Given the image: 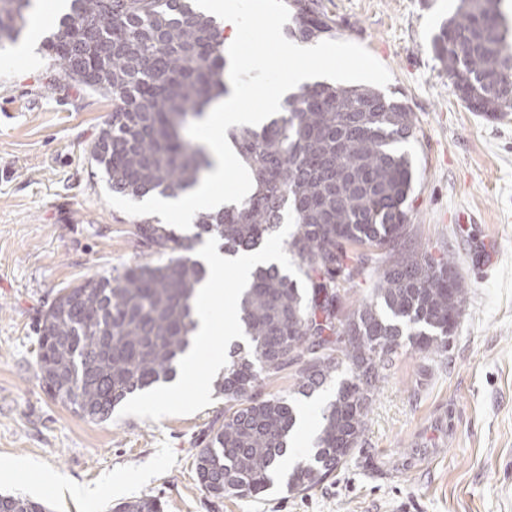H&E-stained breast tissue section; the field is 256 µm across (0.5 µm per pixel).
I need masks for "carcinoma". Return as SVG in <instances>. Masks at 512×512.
<instances>
[{
    "instance_id": "carcinoma-1",
    "label": "carcinoma",
    "mask_w": 512,
    "mask_h": 512,
    "mask_svg": "<svg viewBox=\"0 0 512 512\" xmlns=\"http://www.w3.org/2000/svg\"><path fill=\"white\" fill-rule=\"evenodd\" d=\"M288 37L333 35L319 0H286ZM503 0H459L433 50L466 109L500 119L512 108V22ZM42 50L58 87L112 95V117L90 149L112 192L133 199L176 197L213 165L191 142L189 120L226 93L224 37L194 0H70ZM34 0H0V49L27 28ZM402 99L367 85H303L285 112L260 130L231 132L256 189L223 211L201 212L194 231L144 218L136 235L154 259L65 288L43 315L37 376L51 398L104 422L128 396L168 382L190 348L193 310L206 271L194 258L205 236L224 251L257 249L290 215L285 241L301 280L259 266L239 301L248 348L236 346L217 390L224 421L195 455L210 496L258 497L283 466L297 408L262 397V380L298 365L309 397L339 378L320 433L288 474L304 492L343 467L364 443L369 407L404 345L444 355L464 315L466 288L451 252L435 257L412 242L408 201L415 162L401 148L416 138ZM369 268L376 288L349 314L345 288ZM454 281H448V273ZM0 512H47L44 504L0 494ZM111 512H163L157 498Z\"/></svg>"
}]
</instances>
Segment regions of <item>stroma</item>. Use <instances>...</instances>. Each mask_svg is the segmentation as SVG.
<instances>
[{
  "mask_svg": "<svg viewBox=\"0 0 512 512\" xmlns=\"http://www.w3.org/2000/svg\"><path fill=\"white\" fill-rule=\"evenodd\" d=\"M336 39L385 65L387 92L415 115L413 237L452 252L467 289L442 356L399 350L367 416L366 443L313 489L284 482L259 497H207L194 455L224 416L192 383L129 396L104 422L43 389L37 325L62 289L150 251L136 217L104 199L89 158L112 99L57 89L35 21L27 56L0 50V493L50 512H108L144 497L164 512H512V111L488 120L455 97L432 42L458 0H320ZM468 223L457 221L460 212ZM497 261L481 271L483 246Z\"/></svg>",
  "mask_w": 512,
  "mask_h": 512,
  "instance_id": "35a3bbf8",
  "label": "stroma"
}]
</instances>
